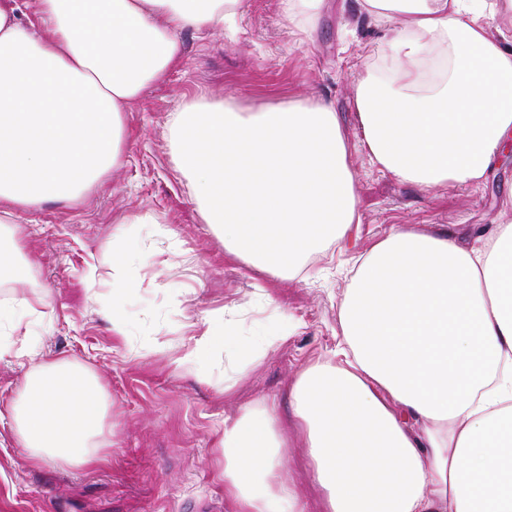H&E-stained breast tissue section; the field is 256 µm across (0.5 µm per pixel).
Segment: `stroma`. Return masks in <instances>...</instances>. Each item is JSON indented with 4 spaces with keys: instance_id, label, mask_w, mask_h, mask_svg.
I'll return each instance as SVG.
<instances>
[{
    "instance_id": "1",
    "label": "stroma",
    "mask_w": 512,
    "mask_h": 512,
    "mask_svg": "<svg viewBox=\"0 0 512 512\" xmlns=\"http://www.w3.org/2000/svg\"><path fill=\"white\" fill-rule=\"evenodd\" d=\"M402 24L357 16L354 0H323L307 31L288 27L278 0H243L234 34L182 32L179 63L122 115L120 163L77 198L17 209L11 227L37 261L26 286L0 284V301L47 296L37 322L22 324L44 358H69L96 375L111 402L112 461L71 467L31 464L14 445L9 402L28 359L0 356V512H236L224 491V419L242 407L275 405L283 479L306 512H328L326 494L296 427L290 390L341 338L338 305L356 259L392 227L439 224L467 231L512 221V153L479 186L432 192L401 181L361 148L353 92L372 75L380 41ZM222 99L242 112L296 100L336 110L351 145L359 224L295 272L273 277L246 266L204 221L173 158L171 123L194 103ZM149 214L153 223H139ZM110 256L140 267L138 287L114 293L89 284L90 264ZM120 313L124 335L112 331ZM211 319L235 338L200 369L173 364ZM284 331L285 339L263 338Z\"/></svg>"
}]
</instances>
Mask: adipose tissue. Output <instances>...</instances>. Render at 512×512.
Returning <instances> with one entry per match:
<instances>
[{
    "instance_id": "ef3b65f1",
    "label": "adipose tissue",
    "mask_w": 512,
    "mask_h": 512,
    "mask_svg": "<svg viewBox=\"0 0 512 512\" xmlns=\"http://www.w3.org/2000/svg\"><path fill=\"white\" fill-rule=\"evenodd\" d=\"M0 0V223L67 199L118 163L121 115L181 58L187 28L233 26L241 0ZM404 16L385 80L354 88L371 161L431 190L480 185L512 144V47L488 15L512 0H358ZM173 151L224 247L273 275L358 223L336 112L302 100L262 112L223 102L173 120ZM0 303V352L39 316ZM343 361H318L291 404L330 512H512V224L477 234L399 226L362 257L339 306ZM109 403L80 363L32 365L10 404L17 445L40 463L106 462ZM264 403L225 418L224 489L238 512H305L278 482L281 435Z\"/></svg>"
}]
</instances>
